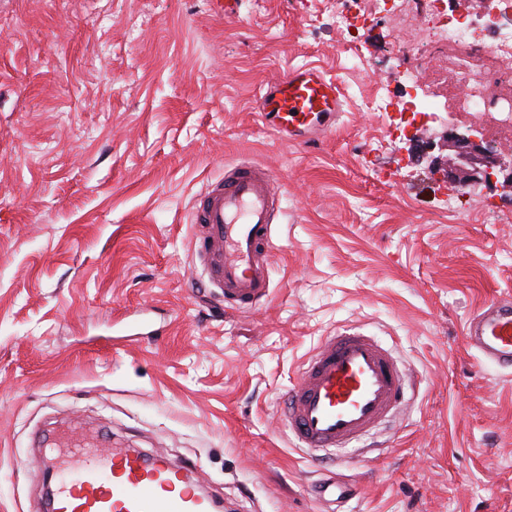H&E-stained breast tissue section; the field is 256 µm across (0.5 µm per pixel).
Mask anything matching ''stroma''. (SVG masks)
<instances>
[{"label":"stroma","mask_w":512,"mask_h":512,"mask_svg":"<svg viewBox=\"0 0 512 512\" xmlns=\"http://www.w3.org/2000/svg\"><path fill=\"white\" fill-rule=\"evenodd\" d=\"M417 40L408 17L342 36L329 0L231 17L210 0H0V512H42L61 434L164 453L227 512H512V371L464 340L512 297V190L458 188L412 155L411 138L467 125L456 52L415 80ZM305 63L345 106L304 145L255 98ZM425 97L440 110L412 124L400 104ZM244 160L284 200L271 293L232 311L191 267V219ZM347 328L390 348L408 387L330 464L282 417L302 363ZM328 479L347 494L318 493Z\"/></svg>","instance_id":"stroma-1"}]
</instances>
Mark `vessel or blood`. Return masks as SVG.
Masks as SVG:
<instances>
[{"label":"vessel or blood","instance_id":"1","mask_svg":"<svg viewBox=\"0 0 512 512\" xmlns=\"http://www.w3.org/2000/svg\"><path fill=\"white\" fill-rule=\"evenodd\" d=\"M262 123L288 140L312 141L333 130L344 110L335 81L317 67L288 71L256 99ZM280 190L267 170L238 165L207 186L194 206L193 257L227 307L245 309L270 294L269 254ZM466 344L482 361L512 370V299L494 300L471 318ZM405 372L375 338L354 329L324 337L289 390L288 431L304 448H345L398 408ZM52 512H213L185 464L157 453L94 452L56 456Z\"/></svg>","mask_w":512,"mask_h":512}]
</instances>
